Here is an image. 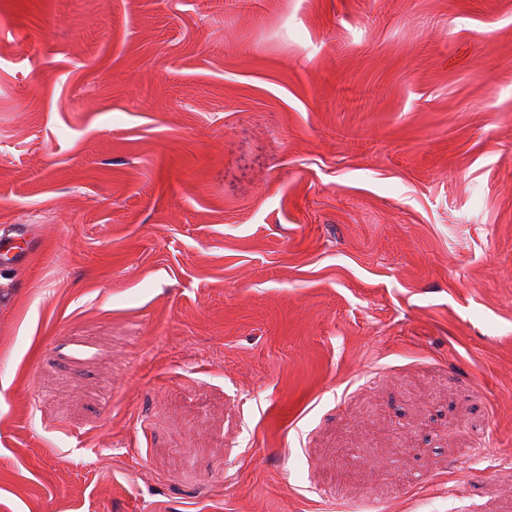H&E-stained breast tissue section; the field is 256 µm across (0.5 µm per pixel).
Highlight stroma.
Here are the masks:
<instances>
[{"label":"stroma","instance_id":"1","mask_svg":"<svg viewBox=\"0 0 512 512\" xmlns=\"http://www.w3.org/2000/svg\"><path fill=\"white\" fill-rule=\"evenodd\" d=\"M17 224L0 512H512V0H0Z\"/></svg>","mask_w":512,"mask_h":512}]
</instances>
